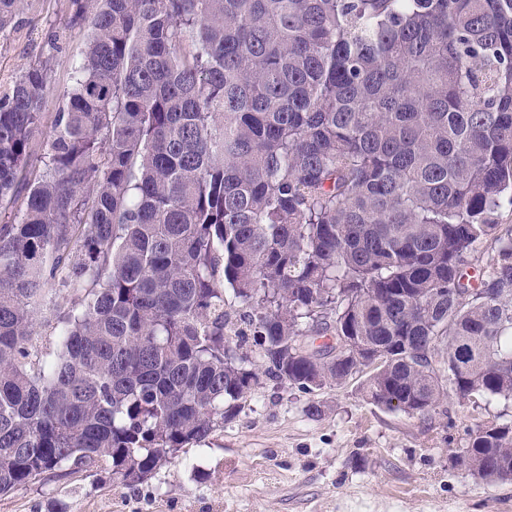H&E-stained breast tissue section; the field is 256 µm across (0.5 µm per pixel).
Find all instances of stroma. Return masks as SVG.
I'll use <instances>...</instances> for the list:
<instances>
[{
    "instance_id": "35a3bbf8",
    "label": "stroma",
    "mask_w": 512,
    "mask_h": 512,
    "mask_svg": "<svg viewBox=\"0 0 512 512\" xmlns=\"http://www.w3.org/2000/svg\"><path fill=\"white\" fill-rule=\"evenodd\" d=\"M68 17L69 0H27L0 37V86L47 52ZM66 32L37 149L85 47V32ZM370 374L314 393L262 377L234 419L144 482L127 488L96 468L56 470L0 494V512H512V479L484 481L456 459L476 425L512 420V400L451 397L412 417L367 401ZM313 402L320 416L308 414Z\"/></svg>"
}]
</instances>
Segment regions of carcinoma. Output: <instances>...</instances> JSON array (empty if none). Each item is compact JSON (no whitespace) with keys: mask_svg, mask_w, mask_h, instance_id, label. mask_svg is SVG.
<instances>
[{"mask_svg":"<svg viewBox=\"0 0 512 512\" xmlns=\"http://www.w3.org/2000/svg\"><path fill=\"white\" fill-rule=\"evenodd\" d=\"M69 9L88 41L34 171L66 33L0 91V494L64 466L137 485L259 375L312 393L365 366L301 336L380 357L366 398L412 417L512 397V0ZM456 459L512 473V421ZM38 321L37 331L39 336L41 355L43 359L51 360L57 354V324L55 318L46 315Z\"/></svg>","mask_w":512,"mask_h":512,"instance_id":"cac0c4a2","label":"carcinoma"}]
</instances>
